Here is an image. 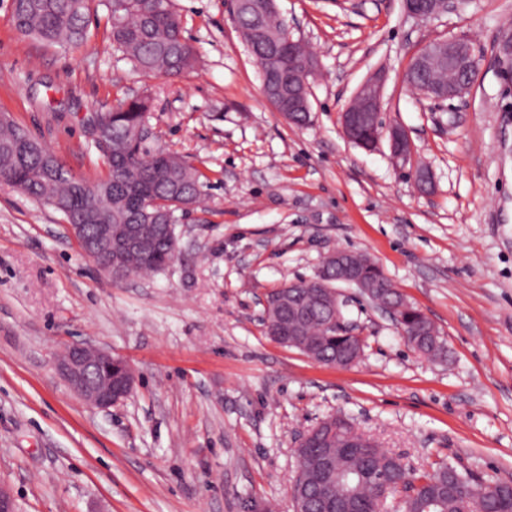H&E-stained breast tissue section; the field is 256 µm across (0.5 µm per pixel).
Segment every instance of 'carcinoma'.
<instances>
[{"label": "carcinoma", "mask_w": 512, "mask_h": 512, "mask_svg": "<svg viewBox=\"0 0 512 512\" xmlns=\"http://www.w3.org/2000/svg\"><path fill=\"white\" fill-rule=\"evenodd\" d=\"M104 5L110 14L112 42L133 69L147 76H180L195 67L196 51L184 36L172 0H104ZM12 8L15 27L24 36L71 49L87 38L89 0H15ZM236 12L241 36L258 63L260 77L288 75V29L277 19L270 0H244ZM424 68L428 81L411 69L406 77L413 89L425 95L447 86L450 76H466L448 72L444 49L434 53ZM95 117L104 120V138L112 143V164L103 179L90 184L72 175L48 149L18 150L19 126L7 119L0 121V180L38 200L55 201L70 209L76 224L87 223L84 216L92 212L106 215L114 228L145 224L146 214L156 212L166 213L175 224L182 205L199 204V174L164 148L148 150L138 136L139 127L148 120L146 100H123L112 111ZM177 246L175 230L156 233L150 253H124L123 272L112 281L165 269L176 258ZM360 275V292L375 305H391L402 297L366 258L360 260ZM333 289V285L308 288L301 280L271 292L265 309L266 334L320 363L345 367L356 363L363 342L345 317V303L336 299ZM296 303L307 307L310 315L298 326L297 335L290 336L289 308ZM394 319L404 340L420 355L442 356L443 339L420 310L409 304L396 311ZM310 434L324 438L326 446H298L295 512H317L311 489L317 478V457L324 452L333 454L340 468L331 485L336 512H344V505L356 512H375L386 492L404 494V512H512V490L503 482L487 481L449 463L414 477L374 441L365 448L345 450L344 438L354 435V429L342 417L326 419Z\"/></svg>", "instance_id": "1"}]
</instances>
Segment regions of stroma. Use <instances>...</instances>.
I'll list each match as a JSON object with an SVG mask.
<instances>
[{
  "mask_svg": "<svg viewBox=\"0 0 512 512\" xmlns=\"http://www.w3.org/2000/svg\"><path fill=\"white\" fill-rule=\"evenodd\" d=\"M172 3L198 54L179 78L135 72L100 0L76 49L21 36L0 0V112L94 181L106 164L92 115L150 96L148 148L196 168L206 200L180 217L172 264L116 284L61 213L0 182V484L19 512H293L295 439L331 415L416 473L448 462L512 481V74L500 52L512 0H461L425 22L402 0H275L317 60L301 127L264 98L229 0ZM454 36L479 57L469 91L417 94L410 57ZM379 74V119L405 129V162L388 139L365 150L343 134L344 109ZM336 249L374 260L445 356H419L343 284L365 341L357 364L271 340L267 294L314 277ZM78 341L130 364L124 402L100 410L74 395L54 358Z\"/></svg>",
  "mask_w": 512,
  "mask_h": 512,
  "instance_id": "stroma-1",
  "label": "stroma"
}]
</instances>
